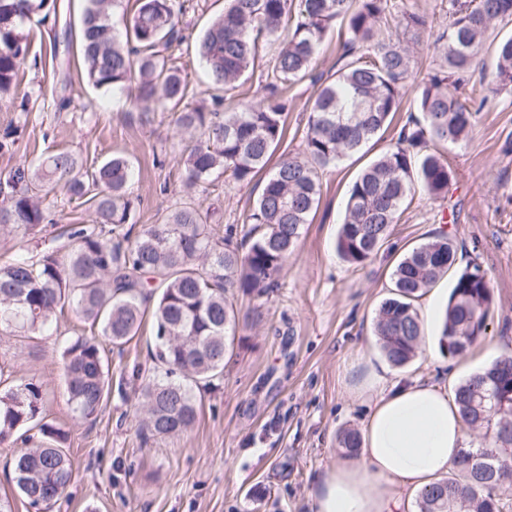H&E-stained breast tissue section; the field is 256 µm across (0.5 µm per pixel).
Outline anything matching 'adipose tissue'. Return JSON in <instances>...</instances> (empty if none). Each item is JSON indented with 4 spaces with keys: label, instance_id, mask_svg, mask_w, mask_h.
I'll return each mask as SVG.
<instances>
[{
    "label": "adipose tissue",
    "instance_id": "ef3b65f1",
    "mask_svg": "<svg viewBox=\"0 0 512 512\" xmlns=\"http://www.w3.org/2000/svg\"><path fill=\"white\" fill-rule=\"evenodd\" d=\"M358 388L373 395L361 459H337L312 491V508L408 512L411 493L444 478L469 445L455 398L428 381L391 380L373 369Z\"/></svg>",
    "mask_w": 512,
    "mask_h": 512
}]
</instances>
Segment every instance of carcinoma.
<instances>
[{
    "label": "carcinoma",
    "mask_w": 512,
    "mask_h": 512,
    "mask_svg": "<svg viewBox=\"0 0 512 512\" xmlns=\"http://www.w3.org/2000/svg\"><path fill=\"white\" fill-rule=\"evenodd\" d=\"M132 17L118 15L121 0H86L78 35L83 76L96 89L135 86L132 104L179 109L174 122L188 136L185 183L201 188L221 169L235 184L249 185L264 171L286 133L288 86L310 76L331 26L343 27L340 67L316 86L302 150L281 160L240 224H214L212 212L191 200L156 224L135 230L129 191L130 162L122 154L86 167L73 154H46L37 165L0 175V236L35 235L47 220L43 197L59 190L87 207L91 223L73 224L58 245L20 248L0 264V335L38 336L65 309L97 331L63 349L68 402L78 420L95 418L112 386L98 337L120 349L152 319L159 341L155 365L136 371L143 438L175 436L197 420L192 387L224 376L233 348L237 310L229 294L263 297L281 287L288 257L319 205L321 171L379 141L389 130L411 71L401 36L427 27V17L392 0H226L195 45L214 94L210 104L189 99L186 77L172 52L185 41L179 0H136ZM57 16L56 0H0V100L10 97L19 71L43 62L31 53V23ZM512 23V0H448V26L437 38L440 63L418 86L414 107L396 137L353 181L336 249L348 263L374 257L398 223L415 188L431 199L448 194L452 172L436 145L466 142L487 97L462 101L448 93L483 64L485 36ZM280 41L264 61L269 96L224 110V87L258 64L262 44ZM491 93L512 91V35L492 42ZM457 261L455 242L443 233L413 248L393 271L391 296L380 304L375 332L386 358L403 366L421 336L415 302ZM493 293L473 263L455 278L440 335V348L464 355L487 334ZM0 445L20 440L27 448L13 461L12 482L27 505L39 508L66 495L72 466L67 433L48 418L41 385L14 378L0 364ZM463 424L484 432L462 449L448 476L418 495V512H506L500 490L512 480L507 463L483 470L469 458L512 442V352L460 382L455 390Z\"/></svg>",
    "instance_id": "carcinoma-1"
}]
</instances>
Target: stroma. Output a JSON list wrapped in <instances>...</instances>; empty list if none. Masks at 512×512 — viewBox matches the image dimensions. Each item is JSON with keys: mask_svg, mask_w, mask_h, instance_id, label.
Here are the masks:
<instances>
[{"mask_svg": "<svg viewBox=\"0 0 512 512\" xmlns=\"http://www.w3.org/2000/svg\"><path fill=\"white\" fill-rule=\"evenodd\" d=\"M428 18L425 30L407 36L412 58L403 110L413 91L438 63L435 41L448 23L447 0H407ZM66 73L53 69L19 73L15 98L0 101V130L18 127L13 152L0 154V173L34 162L48 150H65L87 163L112 154L133 164L131 191L139 224L159 222L182 199L181 135L168 112L142 124L132 118L124 92L95 89L82 81L78 44L59 45ZM342 54L338 28L327 33L310 78L288 91V129L304 128L314 96L312 80L330 76ZM456 97L487 95L478 78L454 88ZM70 106H57L60 98ZM471 139L447 147L453 172L447 195L416 192L388 242L366 265L356 267L336 250L347 190L359 172L385 150L345 158L321 174V199L286 264L283 285L269 299L234 293L240 312L235 349L218 385L197 392L198 419L188 432L142 439L134 367L152 365L149 329L107 355L112 392L96 420L74 419L61 360L67 339L89 326L69 314L56 335L0 339V361L42 387L49 416L67 431L73 466L66 497L47 512H311L310 493L332 461L345 456L340 439L360 432L367 397L351 389L365 363L400 378L418 377L455 388L490 364L477 348L460 357L441 351L440 323L424 330L429 341L408 364L389 365L374 334L377 310L392 291L391 273L411 247L445 231L457 246V265L477 262L492 286L494 317L485 338L496 350L512 344V92L487 95ZM257 192L214 174L202 198L225 224L241 223ZM46 203L52 223L43 238L90 214L61 192Z\"/></svg>", "mask_w": 512, "mask_h": 512, "instance_id": "1", "label": "stroma"}]
</instances>
